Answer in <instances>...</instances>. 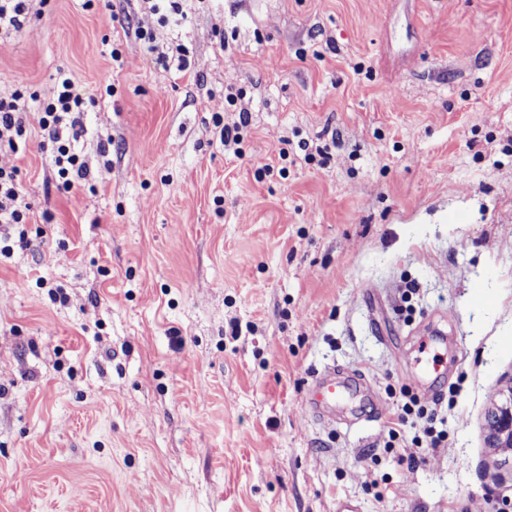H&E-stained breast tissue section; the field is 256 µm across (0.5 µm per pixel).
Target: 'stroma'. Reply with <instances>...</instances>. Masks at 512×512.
Returning <instances> with one entry per match:
<instances>
[{"label":"stroma","mask_w":512,"mask_h":512,"mask_svg":"<svg viewBox=\"0 0 512 512\" xmlns=\"http://www.w3.org/2000/svg\"><path fill=\"white\" fill-rule=\"evenodd\" d=\"M179 4L29 0L0 34L30 204L0 256V512H505L512 0ZM61 72L69 190L39 124ZM332 368L375 397L331 421L306 393ZM83 105L84 100L74 82L61 75L39 121L53 146L52 161L67 190L74 186L75 179L88 175L87 165L76 151V143L84 133L79 119ZM502 400L488 412V443L491 448L512 454V382L500 391Z\"/></svg>","instance_id":"obj_1"}]
</instances>
